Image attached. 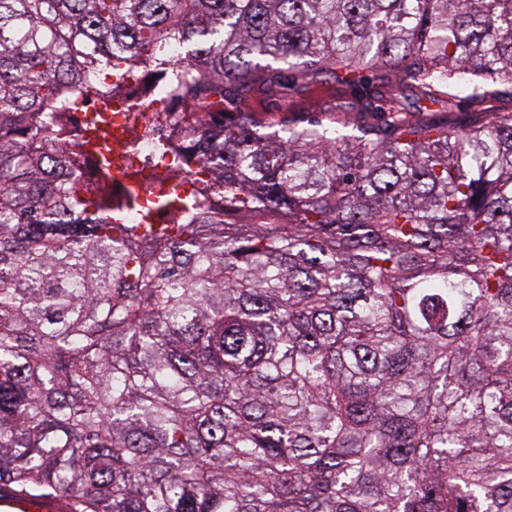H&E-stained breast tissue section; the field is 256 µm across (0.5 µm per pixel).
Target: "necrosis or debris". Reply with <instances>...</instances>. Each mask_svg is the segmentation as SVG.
Returning <instances> with one entry per match:
<instances>
[{
    "instance_id": "4bbe7bcc",
    "label": "necrosis or debris",
    "mask_w": 512,
    "mask_h": 512,
    "mask_svg": "<svg viewBox=\"0 0 512 512\" xmlns=\"http://www.w3.org/2000/svg\"><path fill=\"white\" fill-rule=\"evenodd\" d=\"M182 68V46L171 42L161 55H144L132 68L116 73L96 71L92 82L114 86L112 109L99 112L92 103L75 100L62 118L70 130V146L80 151L87 118L97 117L98 127L115 144L112 153V186L127 203L130 223H137L144 210H151L159 224H176L177 215L156 210V181L161 173L180 169L175 179L177 193L200 188V167L182 169V157L193 150V141L183 134L174 96L169 89Z\"/></svg>"
}]
</instances>
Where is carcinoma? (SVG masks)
Returning <instances> with one entry per match:
<instances>
[{"label": "carcinoma", "instance_id": "carcinoma-1", "mask_svg": "<svg viewBox=\"0 0 512 512\" xmlns=\"http://www.w3.org/2000/svg\"><path fill=\"white\" fill-rule=\"evenodd\" d=\"M169 40L183 224H119L43 114ZM512 85V0H0V483L76 512H512V113L347 136L224 100ZM224 189V212L210 195ZM201 179L206 180L207 178L200 166H191L190 169H184L181 175L170 184L175 185L173 191L184 194L189 190L194 192L199 189Z\"/></svg>", "mask_w": 512, "mask_h": 512}]
</instances>
